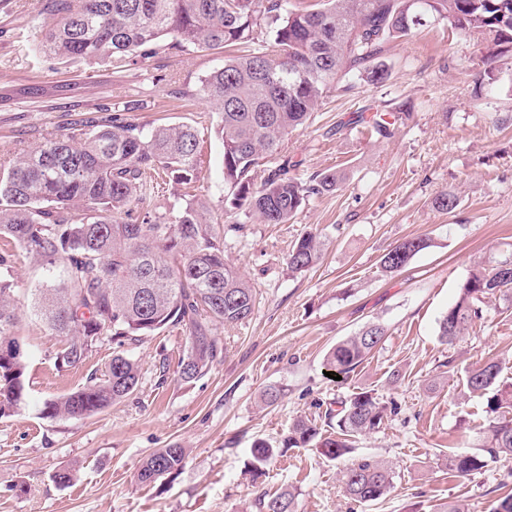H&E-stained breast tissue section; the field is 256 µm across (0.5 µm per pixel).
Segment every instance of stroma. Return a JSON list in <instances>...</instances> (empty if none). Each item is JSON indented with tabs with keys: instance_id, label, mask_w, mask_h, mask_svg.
<instances>
[{
	"instance_id": "1",
	"label": "stroma",
	"mask_w": 512,
	"mask_h": 512,
	"mask_svg": "<svg viewBox=\"0 0 512 512\" xmlns=\"http://www.w3.org/2000/svg\"><path fill=\"white\" fill-rule=\"evenodd\" d=\"M59 21L50 0H0V165L130 104L139 107L132 120L148 127L197 126V198L225 226L224 255L257 301L245 323L214 325L224 354L196 381H180L185 335L168 327L126 344L139 366L134 393L90 416L49 418L44 402L103 377L115 347L98 342L81 364L57 368L61 339L34 311L44 272L17 254L9 276L26 387L20 408L0 418V512H251L259 495L284 490L297 512H429L448 500L492 512L498 485L512 486V458L457 478L442 456L480 443L484 401L462 387L466 370L494 360L512 382V302L484 303L482 319L455 345L437 330L470 269L512 250V52L443 23L390 43L386 85L330 91L281 148L297 161L300 181L336 168L345 181L308 198L290 223L264 224L225 205L216 116L196 95L223 64L222 51L161 49L121 69L64 63L38 49ZM362 106L396 113L394 136L351 126ZM443 192L457 198L452 212L433 205ZM307 232L320 236L322 256L295 273L288 254ZM416 236L431 247L401 272H382V255ZM371 321L386 326L383 343L347 381L326 377V353ZM271 386L281 400L260 406ZM362 390L399 407L355 442V456L391 468L384 500L368 507L347 499L342 462L313 448L289 449L251 478L256 442L281 446L293 421ZM173 443L188 452L181 473L139 483L141 461ZM65 466L76 473L61 487L53 475Z\"/></svg>"
}]
</instances>
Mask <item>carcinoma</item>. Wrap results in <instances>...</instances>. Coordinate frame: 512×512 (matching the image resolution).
Wrapping results in <instances>:
<instances>
[{
  "label": "carcinoma",
  "mask_w": 512,
  "mask_h": 512,
  "mask_svg": "<svg viewBox=\"0 0 512 512\" xmlns=\"http://www.w3.org/2000/svg\"><path fill=\"white\" fill-rule=\"evenodd\" d=\"M61 25L48 33L42 49L70 62H111L122 66L140 51L152 54L169 38L177 47L224 51V64L201 81L199 95L217 110L216 133L224 146L226 201L265 224H286L311 195L337 189L339 170H326L302 182L290 175L288 161L254 173L278 154L288 133L303 126L331 89L349 92L355 80L383 85L390 78L382 60L387 45L425 22L445 21L467 35L478 28L499 47L512 49V0H314L293 9L290 0H55ZM125 106L91 128L76 129L16 155L0 168V238H10L47 272L36 303L37 315L63 344L60 368L86 357V343L108 336L119 347L102 378L44 402L52 418L81 417L103 411L139 382L136 361L122 350L129 341L169 326L182 330L188 349L178 364L181 381L205 375L223 357L213 324L248 319L256 289L224 258V234L209 222L199 201L186 202L174 221L138 210L144 178L163 172L177 185L191 184L202 163L199 130L188 123L146 127L126 116ZM358 111L356 121L378 137L394 135L395 122L384 113ZM426 237L405 239L385 253L386 273L406 268L429 248ZM321 256L317 234L306 232L293 244L288 267L304 272ZM64 264L62 286L55 284ZM14 288L0 276V417L13 414L25 396L26 358L13 336ZM512 299V253L489 267H476L459 288L455 303L438 320V336L452 345L483 316L481 304ZM386 336L369 323L326 355L327 367L342 377L352 373ZM496 362L475 365L465 374L468 392L485 399L483 443L473 452L451 451L448 471L465 478L500 456H512V382L501 380ZM396 405L367 390L337 402L336 413L317 420L298 419L282 447L259 441L251 448L253 479L288 448L314 447L330 460L353 451V438L378 430ZM187 451L178 444L145 458L137 480L151 484L177 476ZM345 495L357 503L386 497L390 468L362 456L342 472ZM258 512H296L290 492L263 497Z\"/></svg>",
  "instance_id": "cac0c4a2"
}]
</instances>
